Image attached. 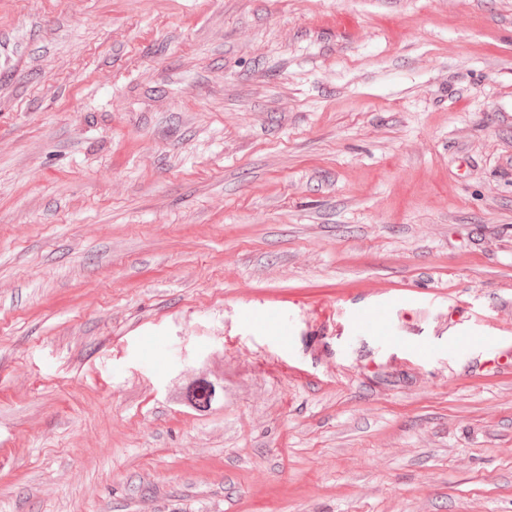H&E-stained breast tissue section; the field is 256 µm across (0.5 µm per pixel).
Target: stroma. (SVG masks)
Masks as SVG:
<instances>
[{"label":"stroma","instance_id":"stroma-1","mask_svg":"<svg viewBox=\"0 0 512 512\" xmlns=\"http://www.w3.org/2000/svg\"><path fill=\"white\" fill-rule=\"evenodd\" d=\"M0 512H512V0H0ZM216 386L205 379L195 382L186 392L188 403L198 409H208L216 398Z\"/></svg>","mask_w":512,"mask_h":512}]
</instances>
